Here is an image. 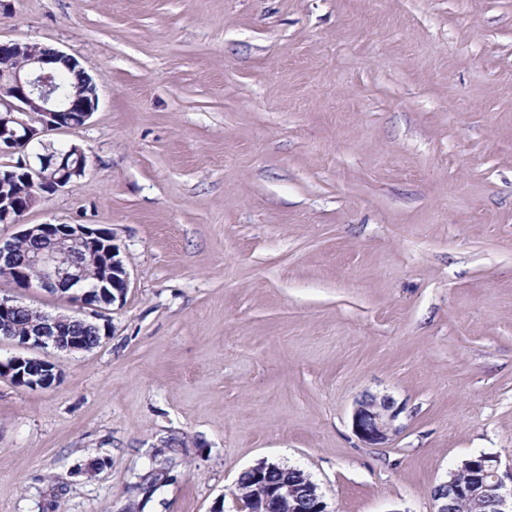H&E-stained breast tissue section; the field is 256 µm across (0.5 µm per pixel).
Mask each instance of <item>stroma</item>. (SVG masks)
Listing matches in <instances>:
<instances>
[{"label": "stroma", "mask_w": 512, "mask_h": 512, "mask_svg": "<svg viewBox=\"0 0 512 512\" xmlns=\"http://www.w3.org/2000/svg\"><path fill=\"white\" fill-rule=\"evenodd\" d=\"M0 41L98 87L47 136L87 177L25 223L111 230L131 276L101 345L37 351L55 386L0 377V512H237L261 460L433 512L512 463V0H0ZM400 413L401 407L392 397L365 393L355 402L352 430L366 444H385L399 431L395 423ZM434 512H512V465L501 472L495 456L480 454L461 462L432 491ZM269 463L266 461H260L256 465L247 469L240 478V481L237 483V496H243L244 498L252 497L256 495H260L263 489L258 485L259 480L262 479L263 473L266 469H268ZM254 475L255 481L251 475Z\"/></svg>", "instance_id": "35a3bbf8"}]
</instances>
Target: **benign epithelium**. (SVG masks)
I'll use <instances>...</instances> for the list:
<instances>
[{
	"mask_svg": "<svg viewBox=\"0 0 512 512\" xmlns=\"http://www.w3.org/2000/svg\"><path fill=\"white\" fill-rule=\"evenodd\" d=\"M57 62L78 67L82 83L72 88L62 84ZM98 101L97 83L75 57L29 42L0 41V156L17 157L0 169V224L23 226L11 239L0 238V273L20 288L63 296L91 311L89 319L44 313L41 322L20 338L0 318V335L22 349L77 352L99 346L110 333L108 324L97 323L102 310L123 302L130 288L121 247L105 230L88 224H22L25 214L45 196L74 185L89 166L88 156L76 145L35 155L28 148L44 145L43 137L50 131L85 125ZM31 238L44 240L46 247L17 262L19 247ZM63 241L88 251L101 250L103 262L92 271L86 269L61 245ZM29 268L38 272L37 277L27 272ZM75 321L91 331V345L69 335ZM0 374L25 389L50 388L60 379L54 364L24 355L0 362ZM401 412L392 397L365 393L355 402L352 430L366 444H385L398 433ZM432 498L435 512H458L462 504L469 512H512V465L503 472L495 456L467 458L434 487ZM250 512L328 510L317 484L297 469L291 480L272 485Z\"/></svg>",
	"mask_w": 512,
	"mask_h": 512,
	"instance_id": "benign-epithelium-1",
	"label": "benign epithelium"
}]
</instances>
